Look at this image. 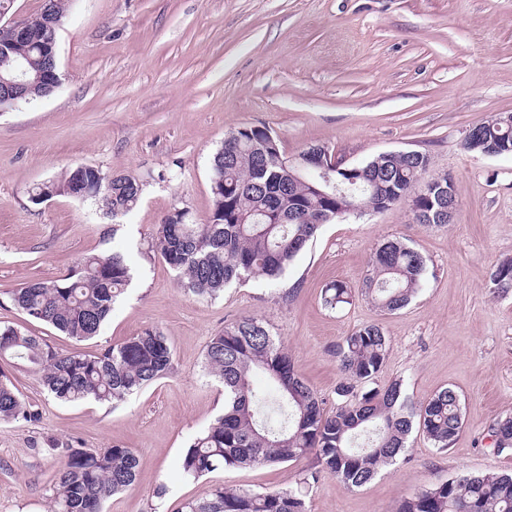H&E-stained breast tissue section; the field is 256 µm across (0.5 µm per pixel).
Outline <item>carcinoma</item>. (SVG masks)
Listing matches in <instances>:
<instances>
[{"instance_id": "1", "label": "carcinoma", "mask_w": 512, "mask_h": 512, "mask_svg": "<svg viewBox=\"0 0 512 512\" xmlns=\"http://www.w3.org/2000/svg\"><path fill=\"white\" fill-rule=\"evenodd\" d=\"M11 48L28 56L33 69L46 67L40 49L20 42ZM49 94L38 86L22 100L0 97V109ZM477 131L482 144L466 141V150L512 146V128L492 118ZM430 165V155L423 152L380 153L357 165L354 181L335 172L327 184L319 170L301 166L298 157L288 159L271 130L243 127L227 135L213 156L209 221L190 224L187 210L175 207L157 225L156 245L185 289L198 297L216 298L229 284L251 277L274 282L317 236L325 214L341 204L375 211L384 202L392 206L407 200L418 211L430 209L415 192ZM71 174L68 170L33 191L65 196ZM84 178L93 187L90 199L114 218L141 200L143 183L134 175H106L86 165ZM425 270L420 253L401 240H388L373 253L365 296L384 312L399 310L418 293ZM130 281L122 253L90 255L73 274L24 283L11 301L30 319L85 342L97 336ZM490 282L502 293L512 290V259L494 266ZM350 295L345 284L334 283L325 289L324 304L334 308L349 302ZM1 338L9 344L0 348V358L33 367L47 392L61 402L121 403L163 378L172 361L167 337L152 327L96 353H61L11 325H0ZM388 350V338L377 324L357 327L337 346L343 381L336 394L344 401L327 415L322 399L295 373L287 349L262 320L241 317L225 325L205 353L208 372L224 384V414L188 446L183 473L199 478L220 468L275 465L311 453L318 468L303 471L294 489L254 492L217 486L208 497L187 501L183 512H308L302 488L325 475L349 488L365 485L381 467L401 458L415 425L437 447H448L462 426L458 394L446 387L413 408L402 381L374 385ZM256 373L275 385L283 420L273 422L262 413V399L252 384ZM34 418L11 380L0 373V422ZM488 435L495 438L497 452L512 450V417L493 421ZM53 448L60 449L62 463L48 512H103L108 499L135 483L138 462L130 448L88 450L71 442ZM396 512H512V471L460 475L421 488L401 498Z\"/></svg>"}]
</instances>
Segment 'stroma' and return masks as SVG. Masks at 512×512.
<instances>
[{"label":"stroma","mask_w":512,"mask_h":512,"mask_svg":"<svg viewBox=\"0 0 512 512\" xmlns=\"http://www.w3.org/2000/svg\"><path fill=\"white\" fill-rule=\"evenodd\" d=\"M57 64L53 94L0 111V322L62 352H98L154 327L172 366L114 406L57 401L31 368L0 359L36 413L0 423V512H48L60 466L49 446L71 440L137 456L135 485L103 512H182L218 484L295 487L314 456L198 479L181 470L186 448L224 412L207 344L244 316L287 346L325 411L340 402L337 345L372 322L389 341L378 385L402 380L415 406L445 387L460 397L462 428L447 448L413 431L400 460L364 486L329 476L310 485V512H394L414 490L512 469V455L487 434L512 416V292L490 289L494 265L512 258V155L463 148L470 128L512 113V0H70ZM252 125L272 130L291 157L314 145L348 165L428 153L433 173L456 183L455 219L419 223L405 202L348 214L325 225L278 282L234 283L212 300L188 294L155 247L156 227L175 207L207 223L213 155ZM80 164L138 176L140 204L114 220L90 200H31L33 185ZM395 237L427 269L412 302L384 313L363 287L372 253ZM115 249L128 254L133 279L93 340L74 342L14 307L15 288ZM335 281L351 298L332 310L323 295Z\"/></svg>","instance_id":"stroma-1"}]
</instances>
